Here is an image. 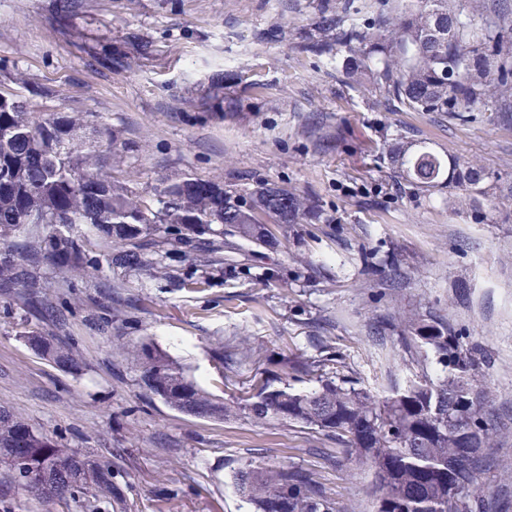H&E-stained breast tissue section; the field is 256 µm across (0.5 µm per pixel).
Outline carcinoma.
Returning a JSON list of instances; mask_svg holds the SVG:
<instances>
[{"mask_svg":"<svg viewBox=\"0 0 512 512\" xmlns=\"http://www.w3.org/2000/svg\"><path fill=\"white\" fill-rule=\"evenodd\" d=\"M55 2L63 22L87 13L83 0ZM301 49L336 59L351 88L372 89L390 105L459 122L483 112L492 125L512 126V0H419L395 16L369 18L359 16L353 0H336V12H321L315 35ZM235 79L222 71L208 77L210 112L240 109L238 99L224 95ZM88 128L113 143L111 129L91 112H39L25 97L0 92V298L23 300L26 321L18 335L61 371L81 369L65 350L72 309L44 302L41 263L94 274L105 266L136 267L141 251L162 241L211 249L226 225L257 243L267 236L260 217L279 224L325 217L306 193L269 182L254 186L248 205L224 180L190 174L143 193L106 169L103 145L80 140ZM383 153L389 170L417 189L454 190L448 203L479 220L488 219L484 204L491 199L501 219L512 218V184L499 183L484 168L398 135L385 138ZM27 224L49 228L35 241ZM83 226L113 249L93 248ZM390 327L431 347L446 376L384 396L344 379L322 380L301 393L286 381L278 388L264 383L243 403L223 402L198 389L152 339H142L136 357L149 398L173 410L208 419L244 413L256 424L300 423L335 437L351 463L373 471L376 512H478L474 492L496 435L487 416L490 388L462 356L448 324L397 311ZM472 428L479 435L468 454L463 438ZM0 460L12 473L24 463L34 475L28 488L41 498L62 500L89 482L112 494L111 467L90 451L61 452L3 407ZM234 480L255 512H335L317 482L289 464H250Z\"/></svg>","mask_w":512,"mask_h":512,"instance_id":"1","label":"carcinoma"}]
</instances>
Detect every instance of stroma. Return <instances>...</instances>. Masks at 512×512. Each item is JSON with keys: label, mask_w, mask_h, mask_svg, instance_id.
<instances>
[{"label": "stroma", "mask_w": 512, "mask_h": 512, "mask_svg": "<svg viewBox=\"0 0 512 512\" xmlns=\"http://www.w3.org/2000/svg\"><path fill=\"white\" fill-rule=\"evenodd\" d=\"M90 42L72 43L55 0H0V71L18 68L38 109L92 112L111 127L113 176L148 191L189 173L223 178L241 198L256 182L292 186L319 201L317 224L269 223L271 247L225 232L220 250L191 264L146 255L130 269L77 279L43 265L45 300L70 303L68 374L20 338L21 299L0 301V406L35 433L111 465V496L39 501L0 462L14 512H252L235 473L261 460L313 475L337 512H375L374 478L335 439L299 424L195 417L148 399L134 357L148 336L205 392L251 395L267 371L292 391L345 378L381 395L446 369L433 350L386 325L397 308L448 322L491 383L498 435L494 468L479 478L482 512H512V222L477 224L448 207L447 191L393 182L379 161L385 134L512 179V127L484 118L388 106L341 81L335 63L303 53L319 11L336 0H86ZM121 51L130 69L103 55ZM238 73L240 111L212 119L200 105L209 75ZM53 90L50 98L42 90ZM206 288L179 286L187 270ZM111 285V333L91 331L90 298ZM223 356H216V347Z\"/></svg>", "instance_id": "35a3bbf8"}]
</instances>
